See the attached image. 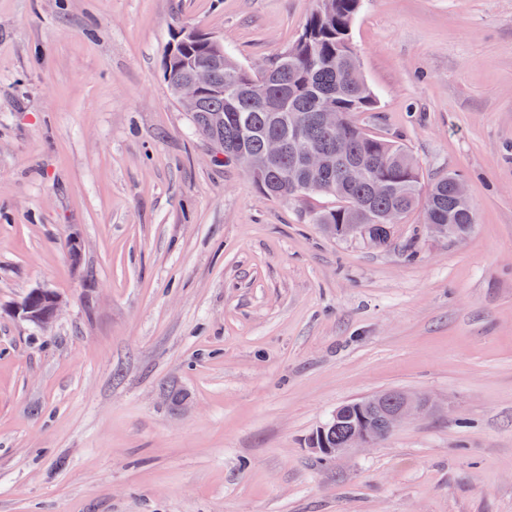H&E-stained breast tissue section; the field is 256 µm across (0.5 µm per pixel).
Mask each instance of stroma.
Here are the masks:
<instances>
[{
	"label": "stroma",
	"mask_w": 512,
	"mask_h": 512,
	"mask_svg": "<svg viewBox=\"0 0 512 512\" xmlns=\"http://www.w3.org/2000/svg\"><path fill=\"white\" fill-rule=\"evenodd\" d=\"M314 6L0 0V512H512V0H364L358 121L476 213L385 248L211 162L163 77L181 27L256 68ZM38 285L67 301L46 331L13 313ZM386 390L432 407L309 448ZM388 394H399L401 396L397 405L387 406L386 397ZM355 408L359 419L356 414L353 417L350 409L344 410L343 414L336 419V422H331L325 429L326 441L331 448H312L316 453L325 457H333L355 449L373 447L381 441V436L368 430L363 424L366 420L362 415L364 411L377 412L390 428L396 429L406 421L426 415L429 410V400L425 396L414 392L388 391L358 401ZM359 420L362 423L360 425H358ZM349 431L350 433L347 436ZM340 446L342 447L336 448Z\"/></svg>",
	"instance_id": "35a3bbf8"
}]
</instances>
